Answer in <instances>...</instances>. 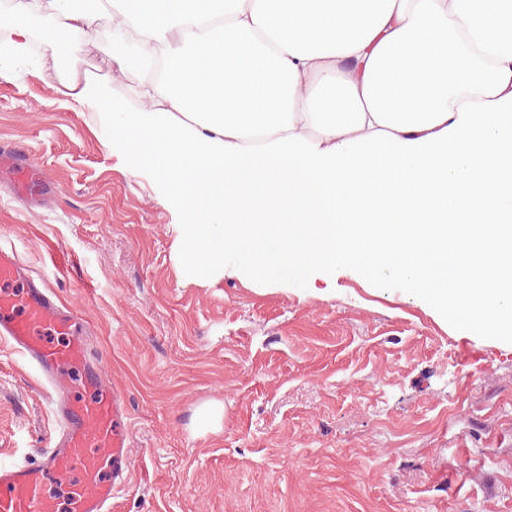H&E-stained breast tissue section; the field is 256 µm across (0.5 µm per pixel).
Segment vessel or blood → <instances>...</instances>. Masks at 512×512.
<instances>
[{
    "label": "vessel or blood",
    "instance_id": "b4317fda",
    "mask_svg": "<svg viewBox=\"0 0 512 512\" xmlns=\"http://www.w3.org/2000/svg\"><path fill=\"white\" fill-rule=\"evenodd\" d=\"M17 196L49 202L50 179L21 149L0 146ZM86 325L14 249L0 245V340L50 389L56 426L36 464L0 462V512H112L132 461L128 409L86 342Z\"/></svg>",
    "mask_w": 512,
    "mask_h": 512
}]
</instances>
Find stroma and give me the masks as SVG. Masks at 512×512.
Returning <instances> with one entry per match:
<instances>
[{"mask_svg":"<svg viewBox=\"0 0 512 512\" xmlns=\"http://www.w3.org/2000/svg\"><path fill=\"white\" fill-rule=\"evenodd\" d=\"M31 27L30 57L0 64V145L55 197L29 205L0 182V244L84 317L126 398L133 468L112 512H512V337L343 269L288 289L187 281L171 211L61 95L51 23ZM67 42L126 96L119 47ZM212 402L224 419L200 430ZM53 428L47 389L0 341V460L36 462Z\"/></svg>","mask_w":512,"mask_h":512,"instance_id":"stroma-1","label":"stroma"}]
</instances>
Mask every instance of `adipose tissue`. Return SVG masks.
Instances as JSON below:
<instances>
[{
    "label": "adipose tissue",
    "mask_w": 512,
    "mask_h": 512,
    "mask_svg": "<svg viewBox=\"0 0 512 512\" xmlns=\"http://www.w3.org/2000/svg\"><path fill=\"white\" fill-rule=\"evenodd\" d=\"M135 108L87 78L118 163L177 217L176 260L206 284L285 288L350 267L512 335V0H112ZM93 35L83 0L0 14Z\"/></svg>",
    "instance_id": "1"
}]
</instances>
